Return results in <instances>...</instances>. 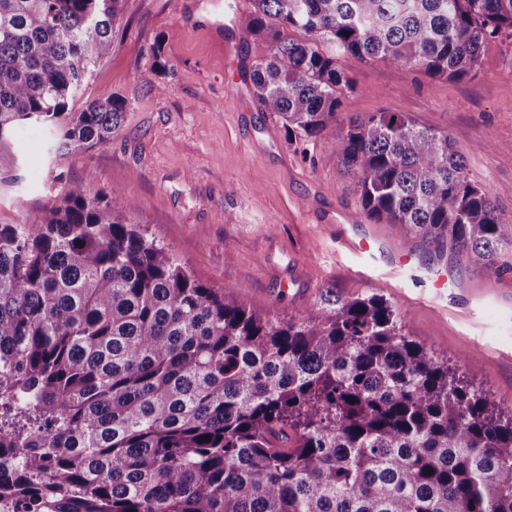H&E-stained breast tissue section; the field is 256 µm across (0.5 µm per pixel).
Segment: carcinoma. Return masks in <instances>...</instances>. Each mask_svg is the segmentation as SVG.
<instances>
[{"mask_svg":"<svg viewBox=\"0 0 512 512\" xmlns=\"http://www.w3.org/2000/svg\"><path fill=\"white\" fill-rule=\"evenodd\" d=\"M252 2L250 80L288 138L331 141L367 219L497 278L512 221L448 132L336 114L346 58L461 80L512 0ZM121 3L0 0V152L24 122L56 155L122 127L124 96H85ZM135 209L74 182L0 224V512H512V415L384 296L283 318L198 280Z\"/></svg>","mask_w":512,"mask_h":512,"instance_id":"cac0c4a2","label":"carcinoma"}]
</instances>
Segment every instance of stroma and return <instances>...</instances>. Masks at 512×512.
<instances>
[{
	"label": "stroma",
	"mask_w": 512,
	"mask_h": 512,
	"mask_svg": "<svg viewBox=\"0 0 512 512\" xmlns=\"http://www.w3.org/2000/svg\"><path fill=\"white\" fill-rule=\"evenodd\" d=\"M251 0H122L112 50L94 69L91 97L127 98L123 128L83 155H48L46 127L18 126L12 181L0 183V224L41 221L70 183L128 198L130 221L149 232L212 288L245 302L304 315L332 288L345 298L375 292L406 314L405 332L512 412V254L495 282L453 254L369 220L355 234L380 239L379 259L336 240L337 208L359 209L330 142L292 141L254 95L251 66L266 52L247 27ZM162 64L154 66L153 53ZM352 88L339 113L386 110L447 131L469 179L512 219V36L491 41L478 69L458 81L387 62L348 58ZM415 247L456 287L418 283L396 268Z\"/></svg>",
	"instance_id": "obj_1"
}]
</instances>
